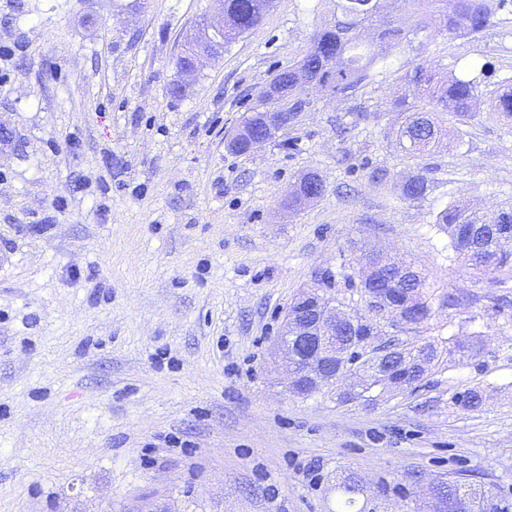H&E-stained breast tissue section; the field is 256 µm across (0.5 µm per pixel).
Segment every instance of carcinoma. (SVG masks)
Here are the masks:
<instances>
[{"instance_id":"obj_1","label":"carcinoma","mask_w":512,"mask_h":512,"mask_svg":"<svg viewBox=\"0 0 512 512\" xmlns=\"http://www.w3.org/2000/svg\"><path fill=\"white\" fill-rule=\"evenodd\" d=\"M383 0H334L333 19L313 33L302 57L281 70L271 81L280 90L279 96L268 101L271 112L288 113V125H296V113L306 112L311 102L296 94V82L316 83L338 95L354 94L374 79V67L388 60L402 47L407 37L429 31L454 36L478 35L493 24L512 16V0H411L417 20L413 27H394L382 20ZM274 6V0H224V45L242 34L259 27ZM483 66L471 61L461 67V73L443 72L421 64L402 77L404 87L393 105L402 121L396 131L397 145L411 159H422L434 151L449 149L458 132L457 125L475 116L482 96ZM455 118V124L445 126L440 114ZM486 118L512 123V86L498 92L489 102ZM255 131L245 134L237 129L227 147L235 154L253 152ZM429 190L425 169L411 175L401 185V197L416 201ZM324 194H310L305 189L288 196L284 207L296 211ZM436 223L448 229L452 250L464 266L476 274H487L512 268V251L490 237L477 241L476 225L488 230L490 224H512V200L505 201L493 212H483L465 200H458L436 215ZM360 288L383 296L388 307L410 321H427L435 301L453 307L456 297L438 296L437 288L428 275L412 262L391 256L376 255L371 266L358 271ZM343 318L336 329L337 350L346 344H366L377 334L376 325L361 315L336 311ZM444 351L434 345H423L382 365L388 372L384 379H370L359 390L338 394L341 403L368 399L377 387L417 388L425 379L428 367ZM334 512H365L358 506V497L365 489L349 475L336 483ZM446 512H481L486 492L451 481L439 489Z\"/></svg>"}]
</instances>
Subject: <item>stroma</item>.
Segmentation results:
<instances>
[{"label": "stroma", "mask_w": 512, "mask_h": 512, "mask_svg": "<svg viewBox=\"0 0 512 512\" xmlns=\"http://www.w3.org/2000/svg\"><path fill=\"white\" fill-rule=\"evenodd\" d=\"M216 0H0V512H334L354 475L459 480L512 512V272L474 276L437 213L512 199V124L477 115L425 157L396 146L393 99L418 64L479 59L512 81V24L413 41L353 96L307 85L296 126L247 155L225 139L330 19L331 0H275L179 96L175 58ZM387 172L372 183L369 169ZM327 193L290 213L304 173ZM415 260L439 292L419 325L372 307L356 260ZM343 309L403 347L470 341L415 390L370 405L285 389L273 355L288 305L324 271ZM480 392L463 410L459 397ZM429 190V180L425 168L411 175L401 185V197L403 200L416 201L424 198Z\"/></svg>", "instance_id": "35a3bbf8"}]
</instances>
